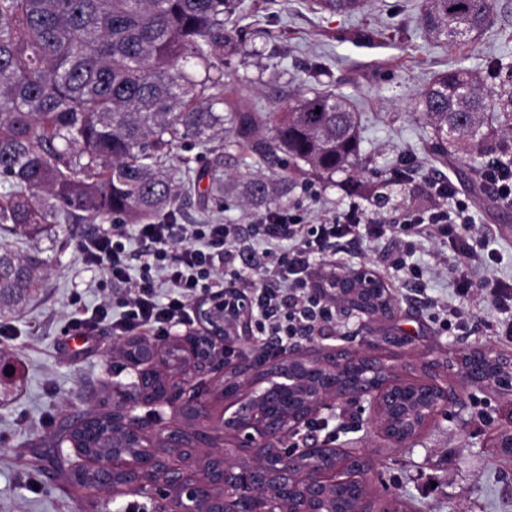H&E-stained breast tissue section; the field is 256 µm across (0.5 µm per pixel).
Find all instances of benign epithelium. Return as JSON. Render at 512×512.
Here are the masks:
<instances>
[{
  "label": "benign epithelium",
  "mask_w": 512,
  "mask_h": 512,
  "mask_svg": "<svg viewBox=\"0 0 512 512\" xmlns=\"http://www.w3.org/2000/svg\"><path fill=\"white\" fill-rule=\"evenodd\" d=\"M347 279L355 286L385 287L384 280L371 268L362 266ZM224 305L223 300L198 311L199 319L207 324L212 347L222 350L239 344L248 337L241 327L230 339L225 338L224 328L208 326L211 311ZM198 334L191 331H174L169 343L183 348L200 370L206 371L215 360L197 358ZM466 355L481 358L489 365L475 384L492 388L500 393L512 392V356L484 348H473ZM325 355L314 344L299 347L282 359V364H300L305 370L319 374V379L306 389L303 397L288 404V409L275 414L268 400L284 396L297 389L298 378L286 372L264 369L257 372L258 362L245 349L238 352L229 366L235 374V386L224 388L225 406L222 430L231 440L224 441V448L213 451L209 465H204L194 455L195 443L187 440L183 421L191 416L198 423L210 416L209 406L198 398L184 397L182 382L166 381V395L161 401L146 395L143 375L153 371L155 352L133 360L135 376L129 382L112 383L115 404L114 421L120 423L134 443L143 449L139 455L114 453L108 459L87 455L76 448L84 467L112 473V478L125 476L122 483L84 485L82 489L94 492L112 491L125 493L147 486L146 478L155 475L175 489L169 499V512H280V505H295L296 512H317L312 507L309 492L319 486L344 481L360 489L364 485L362 471L352 467L354 455L346 452L344 458L327 467L321 462L312 463L307 469L298 466L301 454H312L314 448H297L283 455L279 464L257 463L266 457L268 449L277 441L293 435L306 426L312 417L323 410H332L340 404L359 402L367 404L371 417L377 423L380 435L398 448H407L413 437L405 436L390 426L382 414L386 408L395 411L406 405L409 395L422 397L418 419L420 429H425L438 415L461 403L456 389L448 385L447 373L459 369L463 356H450L444 361L428 360L420 365L421 375L404 377L396 369L386 371L381 380H374L377 357L371 351L360 355H341L327 364ZM168 406L172 409L173 422L147 432L143 417L136 414L141 407ZM250 485L256 492L244 496L241 490Z\"/></svg>",
  "instance_id": "1"
}]
</instances>
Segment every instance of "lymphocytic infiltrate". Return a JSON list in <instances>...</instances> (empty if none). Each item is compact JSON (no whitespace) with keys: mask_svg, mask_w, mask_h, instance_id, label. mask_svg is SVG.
Masks as SVG:
<instances>
[{"mask_svg":"<svg viewBox=\"0 0 512 512\" xmlns=\"http://www.w3.org/2000/svg\"><path fill=\"white\" fill-rule=\"evenodd\" d=\"M436 206L405 210L400 221L367 217L358 202L320 222L302 206L270 209L242 237L235 224H179L162 221L125 225L87 239L83 251L112 281V299L76 309L69 331L85 336L109 323L116 336H169L195 321L199 304L231 290L263 356L277 357L314 335L336 331V301L326 295L323 262L340 244L393 238L396 248L385 270L393 278L420 283L422 269L412 263L415 246L431 241L449 250L456 263L453 288L459 298L448 306L428 300L427 308L441 334L466 329L478 298H490L504 317L496 335L512 341V281L494 279L497 250L474 230L470 205L451 181L430 179Z\"/></svg>","mask_w":512,"mask_h":512,"instance_id":"obj_1","label":"lymphocytic infiltrate"}]
</instances>
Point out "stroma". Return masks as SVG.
Masks as SVG:
<instances>
[{
	"mask_svg": "<svg viewBox=\"0 0 512 512\" xmlns=\"http://www.w3.org/2000/svg\"><path fill=\"white\" fill-rule=\"evenodd\" d=\"M251 9L231 62L224 67V92L249 95L259 111L285 105L314 89H332L352 100L358 113L365 184L386 193L381 215L399 217L404 206L429 208L433 199L425 179L435 174L429 161L431 130L420 114L418 94L435 72L461 64L481 78L498 66L512 65V0H496L495 20L480 35L453 45H437L425 35L420 0H370L365 12L352 16L314 9L311 0H249ZM412 157L413 174L394 180L404 157ZM487 158L473 152L460 173L451 174L460 198L469 199L476 232L485 235L502 261L494 274L512 280V205L497 199L481 179ZM212 168L225 181L256 174L237 152L220 143L202 149L193 141L176 144L164 169L176 184ZM352 199L341 185L318 179L298 180L288 193L311 218L346 209ZM239 190L221 197L193 190L179 204L181 224H236L248 230L261 214ZM102 224H56L38 243L0 231V241L25 253L38 248L47 275L43 288L21 312L0 318L9 331L0 337V354L16 368L12 397L0 403V512H123L135 493L112 495L66 489L60 469L74 467L70 446L56 448L66 426L113 407L112 384L129 381L133 371L119 356L121 345L108 325L98 327L90 344L69 345L66 320L74 299L89 307L111 296L104 272L86 261L84 241L105 232ZM437 245L426 242L412 257L424 271L426 293L457 304L450 274L438 264ZM392 295L398 315L371 319L349 308L338 312L340 331L322 337L329 349L376 354L404 375L426 360L444 359L449 351L483 347L512 353V342L495 336L501 315L483 301L463 333L442 336L422 300L401 285ZM462 405L422 431L407 448L383 441L369 411L345 405L332 411L336 447L362 454L374 465L370 492L377 498L399 495L407 512H512V452L495 445L498 431L511 424L512 394L476 387L449 375ZM40 456L31 470V453Z\"/></svg>",
	"mask_w": 512,
	"mask_h": 512,
	"instance_id": "1",
	"label": "stroma"
}]
</instances>
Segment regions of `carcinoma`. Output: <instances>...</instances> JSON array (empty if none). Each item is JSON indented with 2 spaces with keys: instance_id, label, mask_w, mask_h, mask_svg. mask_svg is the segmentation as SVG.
<instances>
[{
  "instance_id": "cac0c4a2",
  "label": "carcinoma",
  "mask_w": 512,
  "mask_h": 512,
  "mask_svg": "<svg viewBox=\"0 0 512 512\" xmlns=\"http://www.w3.org/2000/svg\"><path fill=\"white\" fill-rule=\"evenodd\" d=\"M495 0H421L427 35L456 43L487 29ZM320 10L359 13L367 0H316ZM244 0H0V228L36 239L53 224H150L176 219L180 194L157 168L174 145L224 148L288 172L254 175L247 199L269 209L286 203L292 176L344 174L360 192V143L351 100L331 89L286 107L257 112L224 100L226 20ZM419 105L436 161L452 167L476 148L498 157L512 137V70L490 85L463 67L436 73ZM228 113H222V109ZM229 130H224V125ZM269 136L259 137L260 127ZM39 252L21 256L0 244V315L14 312L43 286ZM336 299L381 318L379 297L342 288ZM149 342L132 336L127 358ZM65 437L104 458L136 453L112 415L70 426ZM63 482L99 481L95 471H62ZM319 512H354L348 485L311 494Z\"/></svg>"
}]
</instances>
